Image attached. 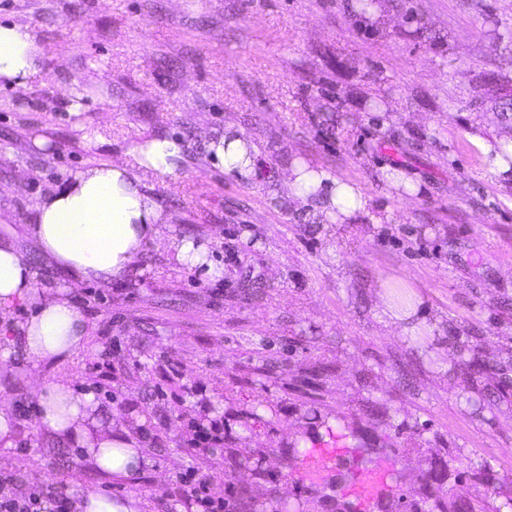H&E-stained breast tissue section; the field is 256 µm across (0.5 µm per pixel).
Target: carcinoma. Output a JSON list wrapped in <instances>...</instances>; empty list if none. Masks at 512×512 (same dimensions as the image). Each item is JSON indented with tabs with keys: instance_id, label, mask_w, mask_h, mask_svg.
<instances>
[{
	"instance_id": "obj_1",
	"label": "carcinoma",
	"mask_w": 512,
	"mask_h": 512,
	"mask_svg": "<svg viewBox=\"0 0 512 512\" xmlns=\"http://www.w3.org/2000/svg\"><path fill=\"white\" fill-rule=\"evenodd\" d=\"M442 461L434 460L418 491L381 499L380 512H489L487 499L498 494L495 477L485 464H472L440 477Z\"/></svg>"
}]
</instances>
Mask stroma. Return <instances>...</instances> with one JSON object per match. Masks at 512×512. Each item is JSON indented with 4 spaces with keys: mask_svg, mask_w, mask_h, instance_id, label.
Listing matches in <instances>:
<instances>
[{
    "mask_svg": "<svg viewBox=\"0 0 512 512\" xmlns=\"http://www.w3.org/2000/svg\"><path fill=\"white\" fill-rule=\"evenodd\" d=\"M6 17L51 56L31 88L0 89V235L38 288L92 293L85 349L33 376L20 348L0 360L23 435L0 448L16 492L107 486L140 512H187L181 478L215 420L211 495L276 512L307 487L289 443L338 415L330 438L349 453L320 486L332 497L374 441L399 447L401 492L452 454L512 495V172L475 145L512 139L488 104L512 90V0H0ZM229 124L258 147L262 180L213 165L207 139ZM158 133L185 145L155 186L170 233L206 242L221 275L153 244L109 285L44 266L24 235L35 200ZM296 161L356 184L368 208L327 224L292 203ZM384 281L414 287L427 330L385 323ZM93 357L112 365L109 391L85 371ZM60 377L136 438L149 460L136 481L108 482L34 429L35 391Z\"/></svg>",
    "mask_w": 512,
    "mask_h": 512,
    "instance_id": "35a3bbf8",
    "label": "stroma"
}]
</instances>
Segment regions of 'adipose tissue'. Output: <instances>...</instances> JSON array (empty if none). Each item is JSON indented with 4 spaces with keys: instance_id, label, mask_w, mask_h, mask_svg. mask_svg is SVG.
<instances>
[{
    "instance_id": "adipose-tissue-1",
    "label": "adipose tissue",
    "mask_w": 512,
    "mask_h": 512,
    "mask_svg": "<svg viewBox=\"0 0 512 512\" xmlns=\"http://www.w3.org/2000/svg\"><path fill=\"white\" fill-rule=\"evenodd\" d=\"M47 53L27 23L0 20V88L28 89L45 65ZM214 164L248 179L261 178L255 144L235 129L210 140ZM122 162L111 160L74 173L34 203L26 227L38 254L65 276L109 282L134 273L144 245L166 242L178 264L220 275L206 244L190 238L165 239L168 217L152 180L173 174L182 161L180 139L159 135L131 143ZM290 196L317 197L327 223L342 224L367 205L359 187L332 173L295 162L286 180ZM28 305L26 318L13 322L16 303ZM0 324L11 327L29 371L59 363L82 349L88 327L65 290H38L35 274L15 244L0 239ZM37 422L60 445H77L85 459L112 479L137 476L145 457L136 439L103 427L96 419L92 392L74 390L69 381L42 384L36 393Z\"/></svg>"
}]
</instances>
